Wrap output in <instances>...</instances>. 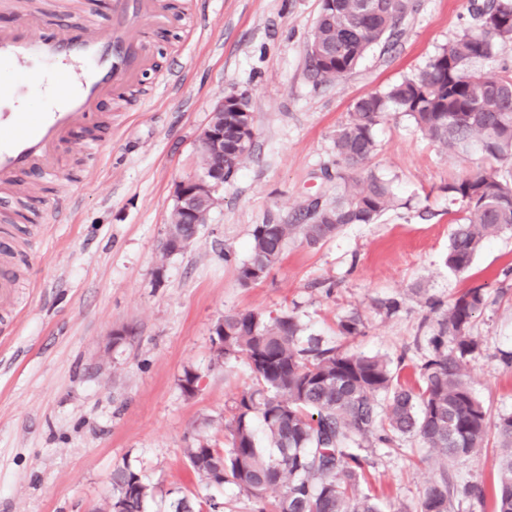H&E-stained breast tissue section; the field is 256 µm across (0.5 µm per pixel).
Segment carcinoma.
<instances>
[{"instance_id": "1", "label": "carcinoma", "mask_w": 512, "mask_h": 512, "mask_svg": "<svg viewBox=\"0 0 512 512\" xmlns=\"http://www.w3.org/2000/svg\"><path fill=\"white\" fill-rule=\"evenodd\" d=\"M412 9V0H321L310 46L332 53L308 54L314 80L333 83L351 71L372 45L399 33ZM471 11L477 30L442 47L419 74L383 94L357 99L335 139L346 166L363 165L376 151L374 127L386 113L402 112L446 155L463 158L472 149L480 154L482 163L448 184L460 204L445 258L455 273L467 271L489 240L512 231V72L471 69L474 60L512 46V0H471ZM395 203L389 183L375 174L354 179L336 171V200L311 204L304 223L254 225L249 257L238 266L239 284L248 288L264 281L292 238L321 245L350 224L374 223ZM483 305L481 286L450 303L417 367L415 388L402 384L380 356L344 352L303 336L291 312L224 316V335L217 337L224 360L245 355L255 383L235 402L226 425L228 451L202 443L186 449L193 470L210 484L233 483L259 501L280 489L271 509L261 512H382L376 498L359 493L366 476L355 449L408 436L442 466L418 512H450L448 460L483 447L492 431L499 448L494 512H512V414L491 417L465 374L478 347L471 326ZM363 328L356 313L338 322L342 336L359 335ZM256 420L269 453L258 446ZM112 490L122 512H146L149 488L139 473L115 471ZM204 505L217 509L186 497L171 508L202 512Z\"/></svg>"}]
</instances>
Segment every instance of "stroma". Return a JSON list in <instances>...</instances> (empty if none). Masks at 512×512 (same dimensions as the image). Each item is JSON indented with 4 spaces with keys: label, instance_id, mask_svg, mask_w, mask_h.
Masks as SVG:
<instances>
[{
    "label": "stroma",
    "instance_id": "1",
    "mask_svg": "<svg viewBox=\"0 0 512 512\" xmlns=\"http://www.w3.org/2000/svg\"><path fill=\"white\" fill-rule=\"evenodd\" d=\"M167 27L148 35L153 66L124 97L105 101L112 135L99 153L71 156L39 199L0 197L16 244V285L0 308V512H102L112 473L130 468L151 488L147 512L177 498L211 497L224 512H257L236 486H210L185 450L197 439L229 449L234 402L254 378L248 360L217 362L212 327L224 315L295 312L308 333L341 350L381 355L402 382L427 356L436 317L424 297L450 302L483 287L468 381L492 414L512 413V234L503 233L457 275L444 263L456 210L448 182L474 163L451 158L412 121L390 112L374 128L363 170L391 183L395 207L351 224L322 245L290 240L263 282L244 288L237 267L254 225L295 223L314 200L336 194L334 139L354 102L418 74L459 35L475 30L468 0H415L400 36L371 47L330 84L313 79L306 52L320 0H168ZM54 69L24 62L0 80L28 86L26 109L48 107ZM245 93L255 115L251 156L226 183L184 251L162 244L177 185L201 172L198 137L215 104ZM421 286L424 296L412 289ZM400 303L388 315L377 306ZM358 313L362 334L340 318ZM126 330L121 344L112 334ZM198 390L183 392L185 371ZM361 493L389 512H417L440 471L429 449L405 438L365 448ZM494 444L449 462L451 512H493ZM483 485L484 500L464 490Z\"/></svg>",
    "mask_w": 512,
    "mask_h": 512
}]
</instances>
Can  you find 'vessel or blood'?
Masks as SVG:
<instances>
[{"instance_id":"1","label":"vessel or blood","mask_w":512,"mask_h":512,"mask_svg":"<svg viewBox=\"0 0 512 512\" xmlns=\"http://www.w3.org/2000/svg\"><path fill=\"white\" fill-rule=\"evenodd\" d=\"M167 18L164 0H111L103 24L29 15L0 26L1 68L22 58L37 68L64 69L50 105L37 114L20 111L17 84L0 83L1 192L16 189L25 174L56 180L64 152L99 151L90 132L102 124L103 101L124 94L149 66L148 25Z\"/></svg>"}]
</instances>
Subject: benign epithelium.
I'll return each mask as SVG.
<instances>
[{
  "label": "benign epithelium",
  "mask_w": 512,
  "mask_h": 512,
  "mask_svg": "<svg viewBox=\"0 0 512 512\" xmlns=\"http://www.w3.org/2000/svg\"><path fill=\"white\" fill-rule=\"evenodd\" d=\"M237 98L230 94L220 99L211 112L208 124L201 131L199 149L207 156L220 159L229 157L224 151V112ZM246 120L240 124L239 146L249 148L255 141V119L251 111L242 109ZM224 188V164H205L202 174L180 182L175 195L174 209L183 224H200L209 209L217 202L218 193Z\"/></svg>",
  "instance_id": "benign-epithelium-1"
}]
</instances>
